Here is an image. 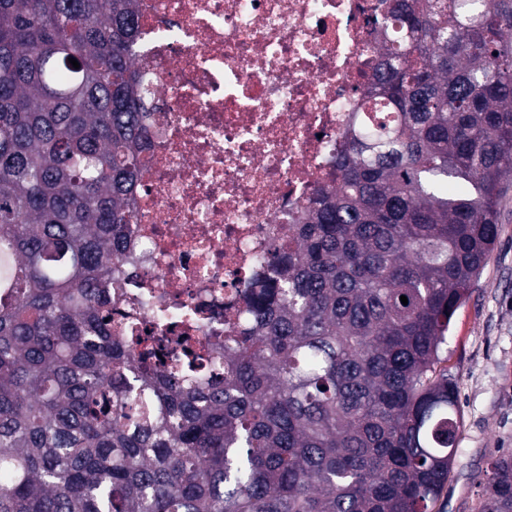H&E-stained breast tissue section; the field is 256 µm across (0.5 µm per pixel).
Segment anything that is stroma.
<instances>
[{"label": "stroma", "instance_id": "35a3bbf8", "mask_svg": "<svg viewBox=\"0 0 512 512\" xmlns=\"http://www.w3.org/2000/svg\"><path fill=\"white\" fill-rule=\"evenodd\" d=\"M499 211V242L448 336L461 426L448 484L433 512H476L483 494L478 471L512 452V189Z\"/></svg>", "mask_w": 512, "mask_h": 512}]
</instances>
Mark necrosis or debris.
Wrapping results in <instances>:
<instances>
[{"instance_id":"obj_1","label":"necrosis or debris","mask_w":512,"mask_h":512,"mask_svg":"<svg viewBox=\"0 0 512 512\" xmlns=\"http://www.w3.org/2000/svg\"><path fill=\"white\" fill-rule=\"evenodd\" d=\"M382 0H138L150 149L124 272L129 329L233 333L291 218L327 182Z\"/></svg>"}]
</instances>
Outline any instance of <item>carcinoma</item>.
<instances>
[{"instance_id": "obj_1", "label": "carcinoma", "mask_w": 512, "mask_h": 512, "mask_svg": "<svg viewBox=\"0 0 512 512\" xmlns=\"http://www.w3.org/2000/svg\"><path fill=\"white\" fill-rule=\"evenodd\" d=\"M136 2L0 0V512H432L448 331L512 179V0L370 18L336 187L236 335L171 364L112 306L148 150ZM484 476L478 512H512V454Z\"/></svg>"}]
</instances>
